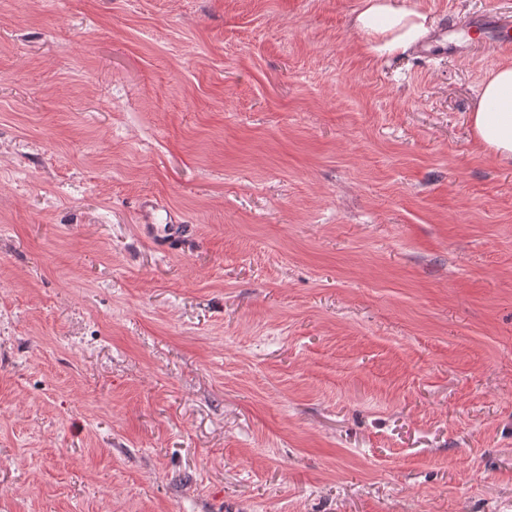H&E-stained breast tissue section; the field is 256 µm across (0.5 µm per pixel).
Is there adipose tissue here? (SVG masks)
I'll return each mask as SVG.
<instances>
[{"mask_svg":"<svg viewBox=\"0 0 512 512\" xmlns=\"http://www.w3.org/2000/svg\"><path fill=\"white\" fill-rule=\"evenodd\" d=\"M353 25L364 37L363 48L374 56H399L430 32L429 15L400 0H361ZM473 139L501 161H512V63L490 71L480 84L470 114Z\"/></svg>","mask_w":512,"mask_h":512,"instance_id":"adipose-tissue-1","label":"adipose tissue"}]
</instances>
